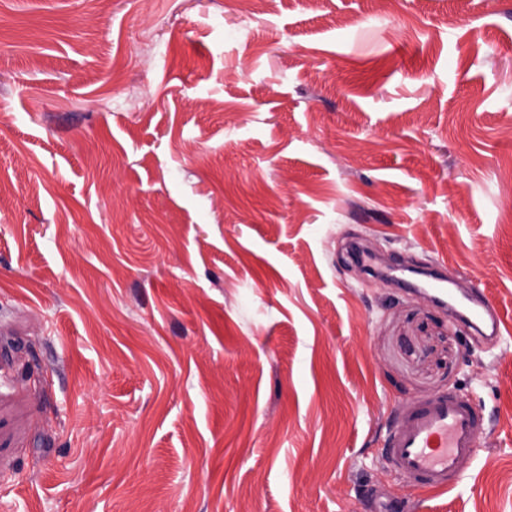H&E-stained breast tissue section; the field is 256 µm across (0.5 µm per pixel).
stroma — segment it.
<instances>
[{
  "instance_id": "stroma-1",
  "label": "stroma",
  "mask_w": 512,
  "mask_h": 512,
  "mask_svg": "<svg viewBox=\"0 0 512 512\" xmlns=\"http://www.w3.org/2000/svg\"><path fill=\"white\" fill-rule=\"evenodd\" d=\"M447 393L434 494L386 440ZM391 505L512 512V0H0V512ZM434 293L432 295L435 303L448 307L450 306L459 318L472 328L478 335L497 339L501 334V321L495 310L488 303L482 301L474 304L468 296L456 298L448 292V286L442 283H431ZM479 420L464 396L429 398L409 409L390 434L386 463L428 491L452 490L477 455Z\"/></svg>"
}]
</instances>
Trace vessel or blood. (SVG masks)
I'll list each match as a JSON object with an SVG mask.
<instances>
[{
	"label": "vessel or blood",
	"mask_w": 512,
	"mask_h": 512,
	"mask_svg": "<svg viewBox=\"0 0 512 512\" xmlns=\"http://www.w3.org/2000/svg\"><path fill=\"white\" fill-rule=\"evenodd\" d=\"M435 303L452 308L478 335L498 338L501 321L488 303L455 297L447 285L433 286ZM479 413L466 397L447 394L409 409L388 438L386 462L401 477L433 492L454 489L476 454Z\"/></svg>",
	"instance_id": "vessel-or-blood-1"
}]
</instances>
